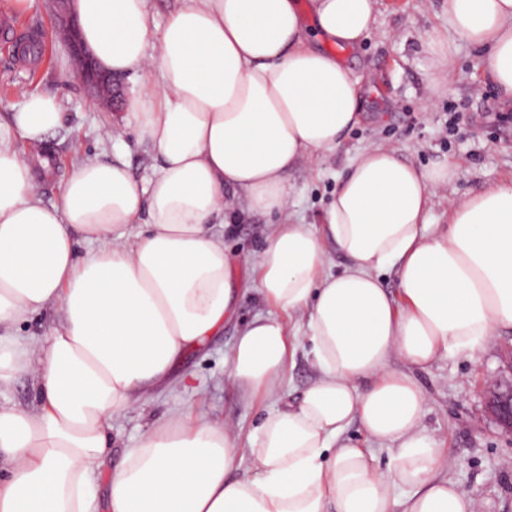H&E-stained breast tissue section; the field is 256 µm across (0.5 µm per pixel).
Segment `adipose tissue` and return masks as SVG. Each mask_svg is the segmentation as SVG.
Returning a JSON list of instances; mask_svg holds the SVG:
<instances>
[{"instance_id":"obj_1","label":"adipose tissue","mask_w":512,"mask_h":512,"mask_svg":"<svg viewBox=\"0 0 512 512\" xmlns=\"http://www.w3.org/2000/svg\"><path fill=\"white\" fill-rule=\"evenodd\" d=\"M375 6L182 0L160 28L148 0H77L98 66L141 80L129 108L158 165L142 188L122 156L85 160L46 204L14 143L60 128V102L24 93L0 124V386L29 375L38 400L33 412L0 406V512H479L439 476L448 460L422 427L416 373L512 327V177L449 201L447 223L432 224L455 167L419 169L375 145L350 164L321 229L290 209L289 171L360 120L358 80L330 49L357 47ZM458 38L484 50L512 100V0H448V33L430 41L441 65ZM255 214L273 224L246 290L224 234ZM333 247L346 258L336 273ZM250 291L271 311L239 321L228 378L274 409L246 436L202 413L147 429L99 499L114 419L238 321ZM48 308L57 322L21 335ZM300 351L318 377L291 399ZM354 423L388 451L385 467L345 440Z\"/></svg>"}]
</instances>
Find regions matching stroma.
<instances>
[{"label":"stroma","instance_id":"stroma-1","mask_svg":"<svg viewBox=\"0 0 512 512\" xmlns=\"http://www.w3.org/2000/svg\"><path fill=\"white\" fill-rule=\"evenodd\" d=\"M10 4L11 0H0V15H13L17 34H27L26 23L33 18L43 29L36 40L37 54L31 58L17 53L14 40L0 39V119L8 120L25 90L56 96L64 110L63 127L46 144L52 172L38 181L44 202L57 200L73 163L97 155H122L134 181L145 184L156 159L128 107L139 90L137 79L122 78L118 109L102 110L89 87L74 75L48 0H30L17 12ZM447 31L448 0H378L376 24L359 48L338 50V61L360 80L361 121L336 151L289 174L293 209L303 223L320 226L339 176L356 155L374 144L395 148L419 168L440 161L457 168L447 199L438 200L431 211L435 224L446 223L448 199L463 198L488 182L512 176V105L502 102L484 55L468 43L457 42L454 65L441 69L428 41L434 33ZM437 79L444 86L436 92L432 84ZM113 126L125 127L122 139L109 136ZM270 229L268 218L256 215L225 235L236 282L249 278L251 253ZM236 333L235 324H225L203 345L186 350L175 368L180 383L149 402L143 412L115 422L100 488H107V477L121 463L126 448L151 422L191 408L218 421L236 422L245 432L258 424L267 412V401L244 400L226 380L225 357ZM511 350L512 328L503 329L474 355L441 358L418 374L426 394L423 426L451 458L444 474L481 501V512H512V435L496 424L486 407L487 381L512 377L503 362Z\"/></svg>","mask_w":512,"mask_h":512}]
</instances>
